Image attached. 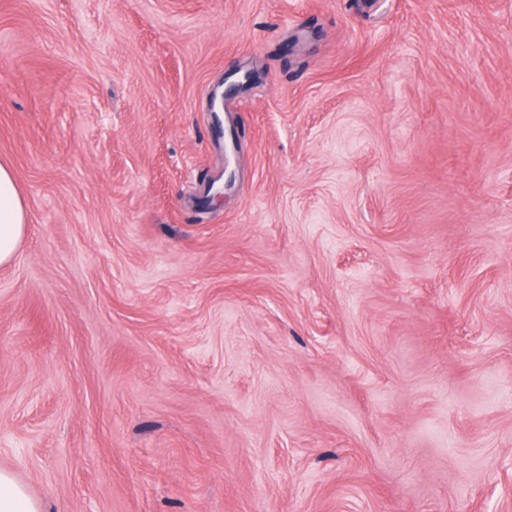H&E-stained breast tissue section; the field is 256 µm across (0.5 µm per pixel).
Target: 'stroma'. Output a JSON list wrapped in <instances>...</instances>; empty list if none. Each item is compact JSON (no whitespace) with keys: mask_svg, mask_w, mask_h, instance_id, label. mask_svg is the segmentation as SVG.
Instances as JSON below:
<instances>
[{"mask_svg":"<svg viewBox=\"0 0 512 512\" xmlns=\"http://www.w3.org/2000/svg\"><path fill=\"white\" fill-rule=\"evenodd\" d=\"M0 164L45 512H512V0H0ZM28 213L13 171L0 165V265L12 261L26 232Z\"/></svg>","mask_w":512,"mask_h":512,"instance_id":"1","label":"stroma"}]
</instances>
